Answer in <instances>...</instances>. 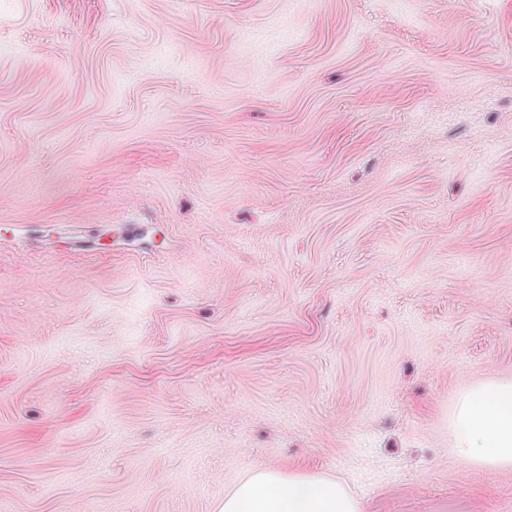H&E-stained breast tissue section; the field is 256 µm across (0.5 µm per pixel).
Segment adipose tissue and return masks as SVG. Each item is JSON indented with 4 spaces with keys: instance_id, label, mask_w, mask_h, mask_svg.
I'll list each match as a JSON object with an SVG mask.
<instances>
[{
    "instance_id": "obj_1",
    "label": "adipose tissue",
    "mask_w": 512,
    "mask_h": 512,
    "mask_svg": "<svg viewBox=\"0 0 512 512\" xmlns=\"http://www.w3.org/2000/svg\"><path fill=\"white\" fill-rule=\"evenodd\" d=\"M456 459L488 469L512 468V380L488 379L467 389L450 419ZM219 512H362L348 488L322 474L255 467L224 497Z\"/></svg>"
}]
</instances>
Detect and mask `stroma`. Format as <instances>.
<instances>
[{"instance_id": "obj_1", "label": "stroma", "mask_w": 512, "mask_h": 512, "mask_svg": "<svg viewBox=\"0 0 512 512\" xmlns=\"http://www.w3.org/2000/svg\"><path fill=\"white\" fill-rule=\"evenodd\" d=\"M512 0H0V512H512ZM456 459L488 469L512 468V380L488 379L467 389L450 419ZM219 512H362L348 488L322 474L257 466L224 495Z\"/></svg>"}]
</instances>
